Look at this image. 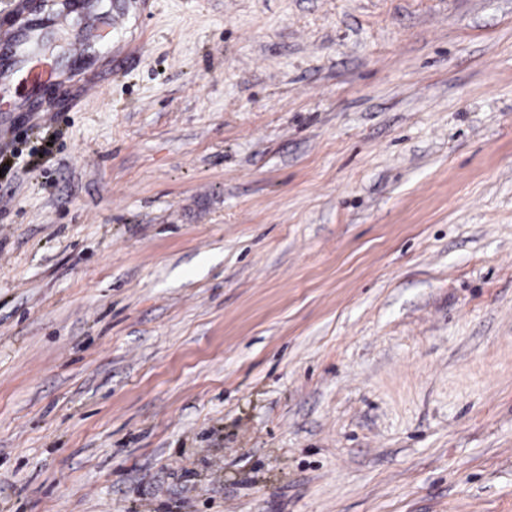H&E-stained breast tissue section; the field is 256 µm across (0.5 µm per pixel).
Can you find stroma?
I'll use <instances>...</instances> for the list:
<instances>
[{
    "instance_id": "1",
    "label": "stroma",
    "mask_w": 512,
    "mask_h": 512,
    "mask_svg": "<svg viewBox=\"0 0 512 512\" xmlns=\"http://www.w3.org/2000/svg\"><path fill=\"white\" fill-rule=\"evenodd\" d=\"M89 7L0 112V512H512V0ZM19 78L25 85L29 96L36 95L40 90L51 83L55 78V74L51 68L44 65H35L34 63L24 70Z\"/></svg>"
}]
</instances>
